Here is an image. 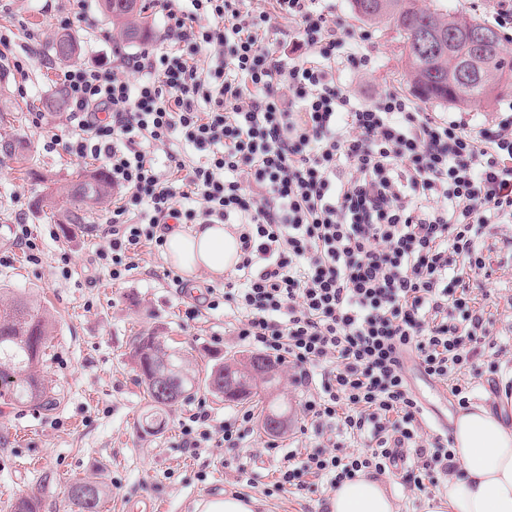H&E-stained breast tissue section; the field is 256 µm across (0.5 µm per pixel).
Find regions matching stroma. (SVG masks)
Segmentation results:
<instances>
[{
	"instance_id": "35a3bbf8",
	"label": "stroma",
	"mask_w": 512,
	"mask_h": 512,
	"mask_svg": "<svg viewBox=\"0 0 512 512\" xmlns=\"http://www.w3.org/2000/svg\"><path fill=\"white\" fill-rule=\"evenodd\" d=\"M325 7L344 28L372 35L374 71L337 72L343 87L362 100L385 89L411 94L395 32L381 23L354 20L350 0H327ZM59 12L84 17L70 30L80 45L76 64H94L119 39L101 0H0V33L11 38V55L27 62L22 73L0 62V138L14 144L11 153L0 152V303L23 297L45 309L53 324L39 368L52 405L0 404V435L8 439L0 445V512H10V503L27 495L37 496L39 512H78L67 492L75 478L84 476L106 491L100 512H138L148 502L159 512H193L198 501L225 494L259 499V512H324L329 495L324 486L311 491L275 487L285 452L303 453L314 446L301 433L304 395L293 385L288 365L279 366L272 390L293 409L286 432L276 438L277 449H268L269 437L259 426L235 447L213 442L194 451L184 448L178 423L198 407H206L217 424L244 409L258 422L263 418V395L229 403L203 386L193 400L169 413L164 427L143 431L149 403L130 355L134 336H161L186 350L190 367L202 374L222 361L246 363L250 350L233 336L231 312L206 310L194 321L184 315L193 296L210 286L222 288V281L201 273L189 289L178 288L159 276L165 261L149 246L141 248L136 270L123 280L112 279L109 265L96 256L111 201L95 205L72 233L63 232L56 188L104 170L105 164L43 148V133H63L66 124L64 113L47 107L68 68L50 50L61 33L53 23ZM37 112L44 117L38 128L32 124ZM19 224L27 225L35 239L37 261H30L14 239ZM485 309L491 340L506 344L508 352L497 369H485L476 379L477 403L493 397L496 371H512V291L503 290L500 303ZM409 378L429 416L456 417L460 407L444 387L416 370Z\"/></svg>"
}]
</instances>
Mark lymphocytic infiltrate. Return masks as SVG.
<instances>
[{"mask_svg":"<svg viewBox=\"0 0 512 512\" xmlns=\"http://www.w3.org/2000/svg\"><path fill=\"white\" fill-rule=\"evenodd\" d=\"M241 5L152 0L166 50L116 44L112 59L64 71L71 138L45 147L105 161L119 201L98 258L113 279L136 269L142 246L162 248L168 221L237 225L234 276L186 317L228 308L240 343L292 368L319 445L285 455L277 489L398 470L424 490L456 464L447 435L423 434L409 366L452 382L463 406L470 386L457 375L480 377L481 358L501 351L474 285L493 281L487 237L512 246V102L476 130L398 91L359 100L336 72L374 67L368 31L343 30L320 0ZM278 18L295 25L286 52L267 39ZM176 141L198 161L172 152L158 170L152 144ZM253 418L217 428L198 410L183 445L238 444Z\"/></svg>","mask_w":512,"mask_h":512,"instance_id":"1","label":"lymphocytic infiltrate"}]
</instances>
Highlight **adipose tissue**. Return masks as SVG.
I'll return each instance as SVG.
<instances>
[{
  "label": "adipose tissue",
  "instance_id": "ef3b65f1",
  "mask_svg": "<svg viewBox=\"0 0 512 512\" xmlns=\"http://www.w3.org/2000/svg\"><path fill=\"white\" fill-rule=\"evenodd\" d=\"M165 261L185 276L222 277L240 261L235 233L221 223L176 227L165 237ZM457 464L426 512H512V416L487 403L462 409L454 420ZM327 512H397L382 481L361 474L328 496Z\"/></svg>",
  "mask_w": 512,
  "mask_h": 512
}]
</instances>
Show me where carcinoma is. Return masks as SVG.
Returning a JSON list of instances; mask_svg holds the SVG:
<instances>
[{
  "mask_svg": "<svg viewBox=\"0 0 512 512\" xmlns=\"http://www.w3.org/2000/svg\"><path fill=\"white\" fill-rule=\"evenodd\" d=\"M356 18L364 22L386 20L403 43L406 73L419 96L428 101L481 106L498 96L499 91L512 85V57L503 51L486 77L460 88L450 74L457 69L465 54L466 43L456 34L461 15L446 16L437 9L418 7L414 0H351ZM102 10L109 23L119 28L125 41L135 44L148 38L149 28L141 21L145 6L139 0H103ZM445 34L443 42L426 45L419 35L429 31ZM55 57L60 61L75 58L78 45L64 34L51 43ZM112 185L103 172L84 175L60 186L57 195L64 199L67 221L79 227L85 223L87 210L102 203L111 193ZM52 322L47 315L35 310L27 302L16 299L0 311V401L5 405L24 407L44 406L49 403V391L39 376ZM133 359L139 379L150 402L151 413L145 417L149 428H158L166 422V415L180 402L193 395L197 381L183 354L169 350L161 337L137 336L133 340ZM276 367L260 356L245 365L233 361L214 365L205 379L209 391L224 396V386H214L224 379V370H231L242 378L258 375ZM103 487L85 478L75 479L69 486L68 497L79 512H99Z\"/></svg>",
  "mask_w": 512,
  "mask_h": 512,
  "instance_id": "1",
  "label": "carcinoma"
}]
</instances>
